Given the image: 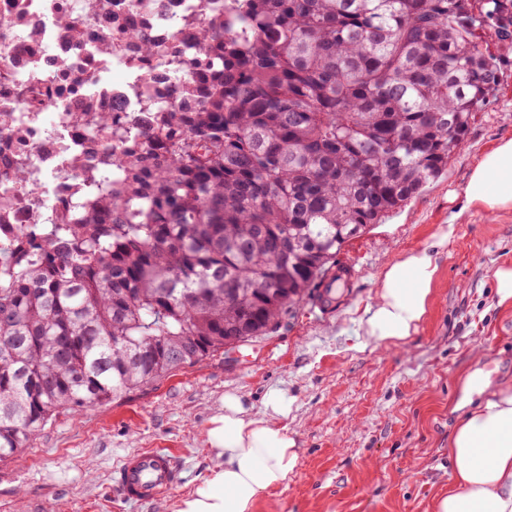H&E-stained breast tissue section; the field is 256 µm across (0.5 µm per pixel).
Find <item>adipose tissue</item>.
I'll return each instance as SVG.
<instances>
[{
  "instance_id": "1",
  "label": "adipose tissue",
  "mask_w": 512,
  "mask_h": 512,
  "mask_svg": "<svg viewBox=\"0 0 512 512\" xmlns=\"http://www.w3.org/2000/svg\"><path fill=\"white\" fill-rule=\"evenodd\" d=\"M463 208L512 209V138L500 140L471 170ZM439 266L435 249L423 248L385 272L364 334L382 343L406 340L419 329L432 301ZM482 401L459 418L448 453L455 463L447 494L433 512H512V383H480ZM290 405L271 396L252 412L242 397L224 395L223 413L211 417L204 442L213 465L174 512H253L260 497L287 484L297 465L296 442L281 419Z\"/></svg>"
}]
</instances>
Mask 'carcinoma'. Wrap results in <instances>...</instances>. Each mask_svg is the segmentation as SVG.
I'll return each mask as SVG.
<instances>
[{
    "instance_id": "carcinoma-1",
    "label": "carcinoma",
    "mask_w": 512,
    "mask_h": 512,
    "mask_svg": "<svg viewBox=\"0 0 512 512\" xmlns=\"http://www.w3.org/2000/svg\"><path fill=\"white\" fill-rule=\"evenodd\" d=\"M143 57L183 76L92 123L76 216L0 264V461L56 415L282 327L351 239L445 170L512 45V0H198ZM124 142L119 151L108 148Z\"/></svg>"
}]
</instances>
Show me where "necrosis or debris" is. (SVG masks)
<instances>
[{
  "label": "necrosis or debris",
  "mask_w": 512,
  "mask_h": 512,
  "mask_svg": "<svg viewBox=\"0 0 512 512\" xmlns=\"http://www.w3.org/2000/svg\"><path fill=\"white\" fill-rule=\"evenodd\" d=\"M112 49L103 51V34L84 0H0V158L25 161L38 186L0 182L13 206L0 210V252L12 247L21 229L44 224L75 205L77 158L91 138L72 115L93 110L111 113L124 124L139 117L138 80L128 67L137 55L123 33L125 21L163 38L166 24L197 7L196 0H110ZM81 20L84 39L73 44L60 26L61 14ZM119 78L108 81L111 72Z\"/></svg>",
  "instance_id": "obj_1"
}]
</instances>
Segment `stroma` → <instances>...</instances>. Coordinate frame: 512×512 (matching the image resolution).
Segmentation results:
<instances>
[{"instance_id": "1", "label": "stroma", "mask_w": 512, "mask_h": 512, "mask_svg": "<svg viewBox=\"0 0 512 512\" xmlns=\"http://www.w3.org/2000/svg\"><path fill=\"white\" fill-rule=\"evenodd\" d=\"M500 55L494 94L447 171L343 248L340 263L357 275L339 286L326 317L307 299L273 336L145 392L58 416L0 461V512H169L209 474L203 432L229 390L257 410L273 393L290 403L297 466L255 512H432L453 474L448 441L465 379L489 363L491 383L512 380V305H499L492 285L494 270L512 265V211L460 208L483 153L512 138V47ZM444 230L451 236L417 333L400 346L368 339L361 322L388 265ZM146 448L175 457L180 480L170 499L118 498L113 469Z\"/></svg>"}]
</instances>
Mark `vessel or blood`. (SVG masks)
Returning a JSON list of instances; mask_svg holds the SVG:
<instances>
[{"label": "vessel or blood", "mask_w": 512, "mask_h": 512, "mask_svg": "<svg viewBox=\"0 0 512 512\" xmlns=\"http://www.w3.org/2000/svg\"><path fill=\"white\" fill-rule=\"evenodd\" d=\"M177 478L173 453L150 448L125 459L114 487L125 500H159L175 487Z\"/></svg>", "instance_id": "vessel-or-blood-1"}]
</instances>
